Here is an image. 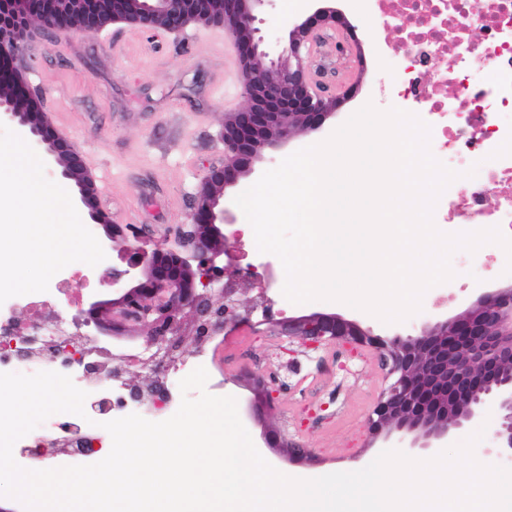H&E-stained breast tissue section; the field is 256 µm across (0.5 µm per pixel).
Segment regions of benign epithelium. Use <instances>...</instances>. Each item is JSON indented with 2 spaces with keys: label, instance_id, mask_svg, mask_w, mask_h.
<instances>
[{
  "label": "benign epithelium",
  "instance_id": "7a95c632",
  "mask_svg": "<svg viewBox=\"0 0 512 512\" xmlns=\"http://www.w3.org/2000/svg\"><path fill=\"white\" fill-rule=\"evenodd\" d=\"M266 0H0V60L12 63L32 37L37 20L48 30L92 36L119 24L147 31L181 32L190 26L222 27L233 38L245 104L224 114V160L210 165L192 199V223L179 225L177 249L149 253L135 243L144 228L114 224L101 208L98 189L83 156L60 134L37 105L14 69L0 72L16 88L13 98L0 99V120L24 131L59 175L75 189L74 201L107 238L130 242L122 257L126 268L112 270L116 296L88 298L78 323L102 336L120 331L145 332L151 382L126 384L132 402L146 398L157 407L170 400L165 385L172 352L180 337L166 333L192 315L198 339L228 324L250 323L252 312L224 287V267L217 259L231 252L224 234V195L250 175L263 152L287 142L292 130L323 127L353 93V87L326 96L315 90L310 71L312 48L321 33L353 35L344 15L329 7L310 9L293 21L286 53L269 58L253 26L255 12ZM264 320L280 336L315 349L328 342L374 350L391 379L387 391L367 419L371 439L395 440L402 448H441L466 423L493 408L498 415L491 455L512 456V284L481 288L463 312L427 322L406 336L376 334L355 319L333 311L274 317L272 304ZM266 445L283 449L291 463H302L308 449L276 434L263 433ZM31 460L56 456L52 441L26 449Z\"/></svg>",
  "mask_w": 512,
  "mask_h": 512
}]
</instances>
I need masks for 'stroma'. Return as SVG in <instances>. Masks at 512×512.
Here are the masks:
<instances>
[{"label": "stroma", "mask_w": 512, "mask_h": 512, "mask_svg": "<svg viewBox=\"0 0 512 512\" xmlns=\"http://www.w3.org/2000/svg\"><path fill=\"white\" fill-rule=\"evenodd\" d=\"M361 43L364 66L359 89L324 126L299 131L289 143L264 151L256 174L276 167L299 149L327 139L365 104L387 109L380 91L387 73L381 43L388 30L381 17L357 14L350 0H333ZM287 0H267L255 26L270 57L287 45L286 23L295 19ZM40 111L83 155L103 207L118 224H146L140 242L175 246L173 228L191 221L192 197L208 165L224 157V115L244 103L232 38L219 27L192 26L178 33L114 25L94 35H36L17 59ZM490 265L457 271L444 283L445 299L434 312L452 316L473 299L472 288L507 285L502 247H482ZM429 308L402 323L385 324L366 312L341 307L374 331L408 334L428 320ZM288 379L265 421L245 417L253 440L264 431L292 439L311 451L302 467L313 473L352 472L381 453L371 441L367 417L387 385L374 351L326 344L308 350L291 343Z\"/></svg>", "instance_id": "obj_1"}]
</instances>
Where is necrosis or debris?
<instances>
[{"mask_svg":"<svg viewBox=\"0 0 512 512\" xmlns=\"http://www.w3.org/2000/svg\"><path fill=\"white\" fill-rule=\"evenodd\" d=\"M394 38L393 67L381 88L396 108L414 113L432 128L433 155L454 171L474 170L468 184L452 182L440 197L435 224H478L512 237V0H372ZM83 269L65 267L51 285L65 310L49 315L40 294L14 296L0 304V332L18 338L76 336L78 295L90 287ZM102 370L86 375L66 355L34 349L26 358L0 356V373L55 371L86 391L88 417L52 415L43 431L18 440L37 447L41 437L64 442L60 458L69 465L89 463L80 440L96 432L106 415L133 413L150 421L174 415L166 409L129 405L120 382L123 363L98 357Z\"/></svg>","mask_w":512,"mask_h":512,"instance_id":"necrosis-or-debris-1","label":"necrosis or debris"}]
</instances>
